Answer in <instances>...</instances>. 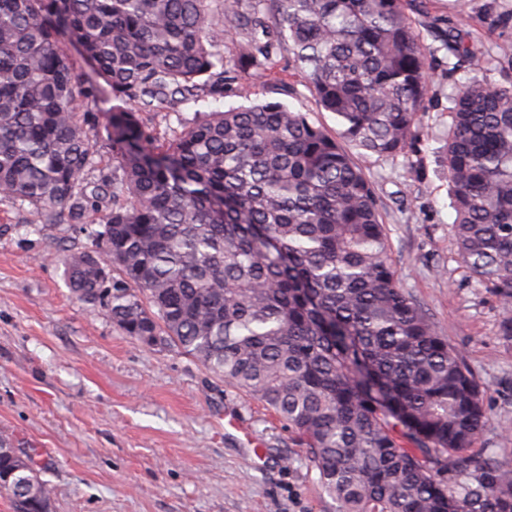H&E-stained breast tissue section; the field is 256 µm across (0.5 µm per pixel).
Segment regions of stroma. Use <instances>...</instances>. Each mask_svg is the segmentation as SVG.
I'll return each instance as SVG.
<instances>
[{
	"instance_id": "1",
	"label": "stroma",
	"mask_w": 512,
	"mask_h": 512,
	"mask_svg": "<svg viewBox=\"0 0 512 512\" xmlns=\"http://www.w3.org/2000/svg\"><path fill=\"white\" fill-rule=\"evenodd\" d=\"M463 13L487 61L482 78L499 80L512 26L498 18L512 13V0H432L415 18L431 51V92L414 149L354 160L374 188L398 286L485 389L491 424L476 447L512 458V338L500 334L498 301L458 255L448 197V98L472 74H449L435 35ZM274 58L297 95L241 74L224 100L142 120L170 137L196 112L238 106L250 94L335 131L287 51ZM91 247L81 225L45 223L31 206L0 197V437L34 449L52 512H336L294 434L264 404L175 346L123 335L99 305L72 293L58 257Z\"/></svg>"
}]
</instances>
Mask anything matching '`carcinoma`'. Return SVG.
I'll return each instance as SVG.
<instances>
[{"label": "carcinoma", "mask_w": 512, "mask_h": 512, "mask_svg": "<svg viewBox=\"0 0 512 512\" xmlns=\"http://www.w3.org/2000/svg\"><path fill=\"white\" fill-rule=\"evenodd\" d=\"M427 0H0V196L82 224L77 297L125 335L174 345L293 430L341 512H512V460L474 448L484 390L394 278L370 182L343 147L406 154L430 90L411 14ZM286 49L336 135L278 100L207 112L171 139L139 118L224 98ZM78 48L83 79L60 46ZM448 75L484 55L442 35ZM112 175L89 104L110 101ZM458 254L512 337V72L448 98ZM14 512H52L31 454L0 439Z\"/></svg>", "instance_id": "1"}]
</instances>
